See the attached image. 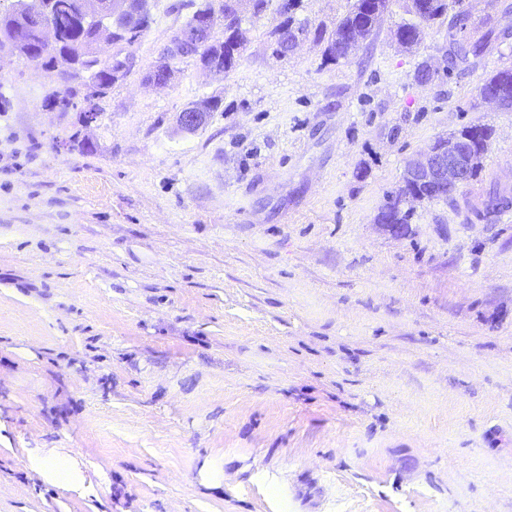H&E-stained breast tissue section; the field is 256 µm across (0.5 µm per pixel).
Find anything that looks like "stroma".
Listing matches in <instances>:
<instances>
[{
	"label": "stroma",
	"mask_w": 512,
	"mask_h": 512,
	"mask_svg": "<svg viewBox=\"0 0 512 512\" xmlns=\"http://www.w3.org/2000/svg\"><path fill=\"white\" fill-rule=\"evenodd\" d=\"M183 2L152 0L88 127L0 51V512H512V222L470 209L512 193V110L478 94L512 0H449L409 51L391 0L336 64L310 36L273 55L270 0L235 71L146 83ZM470 124L493 133L455 202L376 223ZM207 118L203 109L196 105H190L178 114L176 122L182 130L194 133L206 125ZM404 192L402 184L398 185L393 191L386 194L384 203L380 207L376 221L381 216V224L393 228H397L398 224H411L415 211L406 208L401 204L400 197Z\"/></svg>",
	"instance_id": "1"
}]
</instances>
